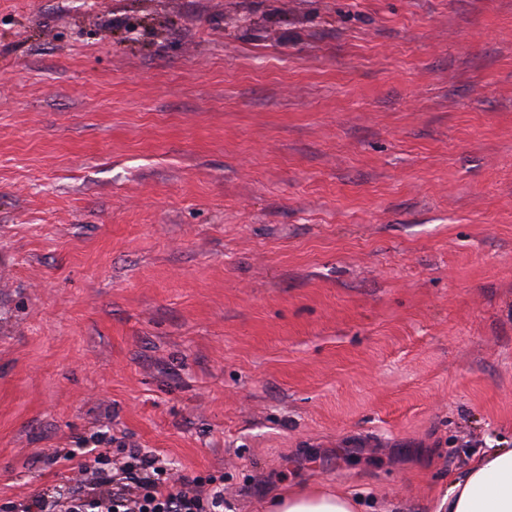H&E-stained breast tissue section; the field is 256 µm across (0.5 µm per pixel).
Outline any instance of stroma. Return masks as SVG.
Wrapping results in <instances>:
<instances>
[{
	"instance_id": "35a3bbf8",
	"label": "stroma",
	"mask_w": 512,
	"mask_h": 512,
	"mask_svg": "<svg viewBox=\"0 0 512 512\" xmlns=\"http://www.w3.org/2000/svg\"><path fill=\"white\" fill-rule=\"evenodd\" d=\"M98 437L224 512L512 445V0H0V507Z\"/></svg>"
}]
</instances>
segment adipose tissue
<instances>
[{
  "label": "adipose tissue",
  "mask_w": 512,
  "mask_h": 512,
  "mask_svg": "<svg viewBox=\"0 0 512 512\" xmlns=\"http://www.w3.org/2000/svg\"><path fill=\"white\" fill-rule=\"evenodd\" d=\"M273 512H354L350 493L297 489L277 498ZM437 512H512V448L472 460L453 479Z\"/></svg>",
  "instance_id": "obj_1"
}]
</instances>
